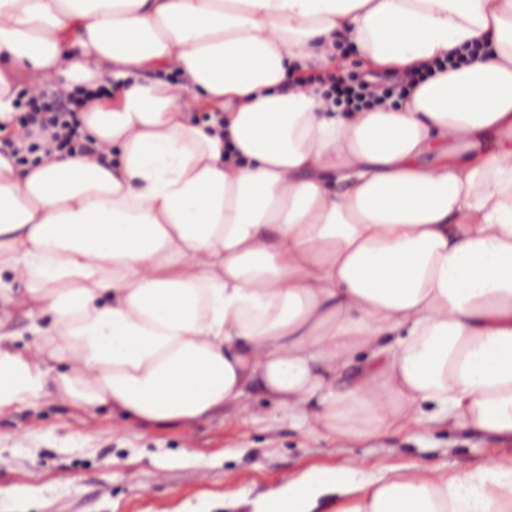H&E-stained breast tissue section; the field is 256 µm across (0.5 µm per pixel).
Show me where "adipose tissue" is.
Masks as SVG:
<instances>
[{"instance_id": "1", "label": "adipose tissue", "mask_w": 512, "mask_h": 512, "mask_svg": "<svg viewBox=\"0 0 512 512\" xmlns=\"http://www.w3.org/2000/svg\"><path fill=\"white\" fill-rule=\"evenodd\" d=\"M453 53L399 104L341 111L311 70ZM79 91L106 161L0 156V416L54 397L140 427L253 394L339 442L434 404L512 438V0H0L19 80ZM211 114L199 121L185 99ZM512 512V462L342 464L253 512ZM31 322L32 317L27 315L23 310H11V315L7 323V329L16 331L17 334H21V336H15L17 341L16 345L20 348L27 344H31L35 340V337L31 336L29 332V326Z\"/></svg>"}]
</instances>
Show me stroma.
Here are the masks:
<instances>
[{"instance_id": "35a3bbf8", "label": "stroma", "mask_w": 512, "mask_h": 512, "mask_svg": "<svg viewBox=\"0 0 512 512\" xmlns=\"http://www.w3.org/2000/svg\"><path fill=\"white\" fill-rule=\"evenodd\" d=\"M512 457V441L423 414L338 447L303 416L261 397L184 426L139 428L110 408L84 414L51 401L0 418V512H235L227 485L254 493L350 460L365 473L416 465L451 472Z\"/></svg>"}]
</instances>
